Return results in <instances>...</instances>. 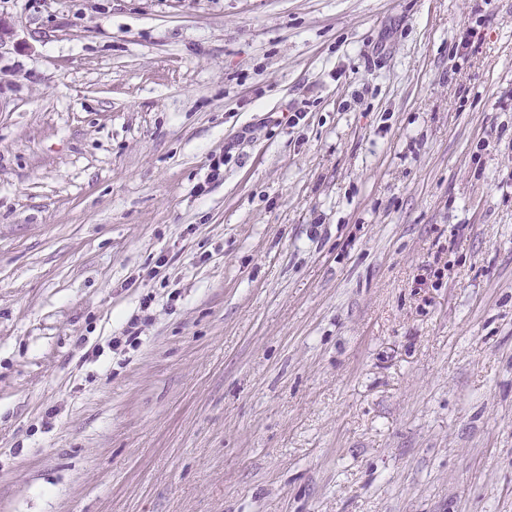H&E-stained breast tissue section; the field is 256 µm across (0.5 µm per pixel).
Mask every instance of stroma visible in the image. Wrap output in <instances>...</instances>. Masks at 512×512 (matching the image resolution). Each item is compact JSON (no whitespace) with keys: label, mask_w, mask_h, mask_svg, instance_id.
I'll return each instance as SVG.
<instances>
[{"label":"stroma","mask_w":512,"mask_h":512,"mask_svg":"<svg viewBox=\"0 0 512 512\" xmlns=\"http://www.w3.org/2000/svg\"><path fill=\"white\" fill-rule=\"evenodd\" d=\"M0 512H512V0H0ZM154 302V298L152 295H145L142 298L140 303V309L144 315H136L132 316L126 323L125 328L122 331V336H115L112 339V349L118 351L122 346L125 347H134L139 345L141 342L140 336L145 330V327L150 324V315L147 312L152 303Z\"/></svg>","instance_id":"stroma-1"}]
</instances>
